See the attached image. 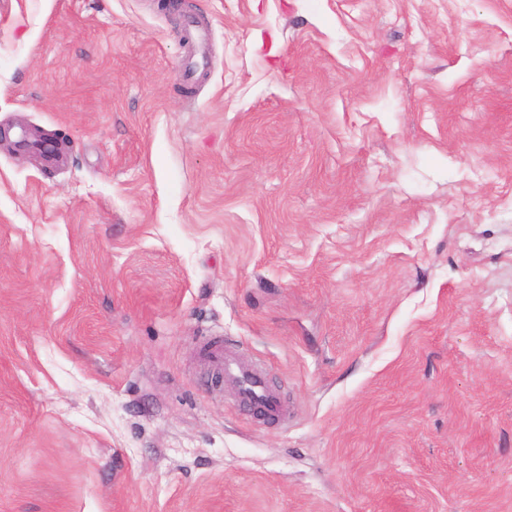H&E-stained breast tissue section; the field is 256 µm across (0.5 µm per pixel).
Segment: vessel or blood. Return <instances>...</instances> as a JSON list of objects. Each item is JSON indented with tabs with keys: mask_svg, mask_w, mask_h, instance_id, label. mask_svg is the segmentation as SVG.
Returning a JSON list of instances; mask_svg holds the SVG:
<instances>
[{
	"mask_svg": "<svg viewBox=\"0 0 512 512\" xmlns=\"http://www.w3.org/2000/svg\"><path fill=\"white\" fill-rule=\"evenodd\" d=\"M185 32L195 45L196 56L182 64L177 77L181 82L189 84L197 77L199 59L205 54L210 34L207 30L191 25L186 27ZM203 361L205 370L235 381V399L242 408L251 412L262 410L271 419L286 417L287 410L278 395L269 388L260 365L242 358L219 343L207 344Z\"/></svg>",
	"mask_w": 512,
	"mask_h": 512,
	"instance_id": "b4317fda",
	"label": "vessel or blood"
}]
</instances>
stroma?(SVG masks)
Returning <instances> with one entry per match:
<instances>
[{
    "label": "stroma",
    "instance_id": "35a3bbf8",
    "mask_svg": "<svg viewBox=\"0 0 512 512\" xmlns=\"http://www.w3.org/2000/svg\"><path fill=\"white\" fill-rule=\"evenodd\" d=\"M161 4L0 0V512H512V0ZM185 34L192 39L196 55L182 64L177 77L181 82L190 84L196 79L199 70V61L196 57L200 56L203 59L210 40V34L205 29L194 27L190 22L187 23ZM206 373L221 374L226 379L236 382V402L244 409L255 413L261 409L271 419H282L287 410L282 401L268 386L263 368L233 351H229L220 343L207 344L204 355Z\"/></svg>",
    "mask_w": 512,
    "mask_h": 512
}]
</instances>
